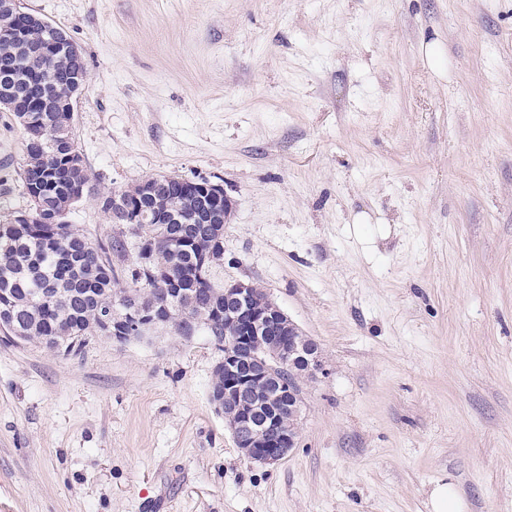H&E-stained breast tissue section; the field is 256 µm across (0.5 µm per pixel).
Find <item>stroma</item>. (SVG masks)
<instances>
[{
	"label": "stroma",
	"mask_w": 512,
	"mask_h": 512,
	"mask_svg": "<svg viewBox=\"0 0 512 512\" xmlns=\"http://www.w3.org/2000/svg\"><path fill=\"white\" fill-rule=\"evenodd\" d=\"M88 80L96 195L151 175L234 201L220 284L319 344L299 439L262 465L209 399L212 339L70 355L0 332V512H512V0H20ZM433 45L425 58L422 42ZM0 112V220L30 205ZM430 503L432 512H465L466 508L461 496L448 483L437 484L432 489Z\"/></svg>",
	"instance_id": "1"
}]
</instances>
